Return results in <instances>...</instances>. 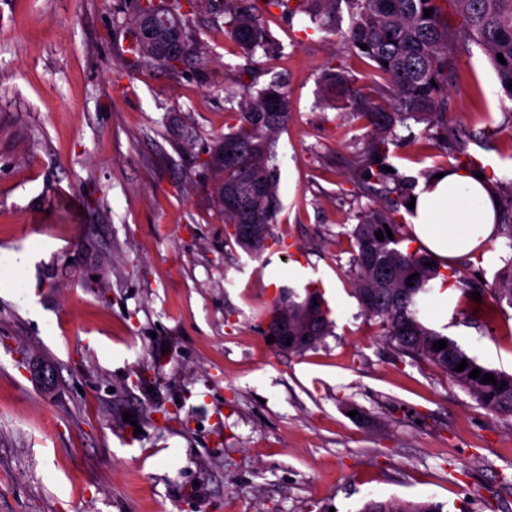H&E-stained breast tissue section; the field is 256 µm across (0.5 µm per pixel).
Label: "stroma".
Here are the masks:
<instances>
[{
  "mask_svg": "<svg viewBox=\"0 0 512 512\" xmlns=\"http://www.w3.org/2000/svg\"><path fill=\"white\" fill-rule=\"evenodd\" d=\"M130 0H0V271L32 243L37 309L0 296V512H360L369 501L512 512V416L399 353L352 292L349 180L366 129L324 105L334 36L266 21L292 101L276 143L288 251L225 240L206 152L247 61L224 16H190L205 52L125 76ZM448 130L494 194L512 182V98L476 45L457 52ZM458 151L388 161L423 179ZM326 290L332 332L301 354L266 341L269 295ZM512 373V309L454 298L437 328ZM177 411L166 425L158 410ZM132 422H125L124 413Z\"/></svg>",
  "mask_w": 512,
  "mask_h": 512,
  "instance_id": "stroma-1",
  "label": "stroma"
}]
</instances>
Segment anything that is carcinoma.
<instances>
[{
	"instance_id": "cac0c4a2",
	"label": "carcinoma",
	"mask_w": 512,
	"mask_h": 512,
	"mask_svg": "<svg viewBox=\"0 0 512 512\" xmlns=\"http://www.w3.org/2000/svg\"><path fill=\"white\" fill-rule=\"evenodd\" d=\"M345 3L350 23L345 31L336 30V4ZM197 4L191 0H157L153 13L134 0V7L124 17L129 29L131 55L126 68L160 69L175 74L192 56L204 53V47L187 25V16ZM277 9L285 18L297 13L309 16L311 23L324 32L339 34L347 51L372 62L374 75L385 82L380 98H373L358 85L346 61L331 58L324 69L325 100L340 109H348L366 122L367 135L361 147V159L353 179L362 194L373 204L360 211L351 232L354 248L351 259L352 291L367 317L381 328V335L400 352L437 366L448 379L464 388L487 410L512 415V374L479 364L452 339L426 327L419 319L416 301L419 294L440 276L439 263L421 250L402 246L409 233L407 207L415 180L384 170L391 148L399 147V127L412 120L424 125L413 142L434 151L448 152V86L461 79L457 58L450 45L482 48L495 67L500 85L512 98V0H222L225 34L253 58L261 51L271 57L265 17ZM458 17L456 25L448 22V9ZM432 10L428 17L424 10ZM176 40L183 54L173 58L164 52ZM367 49H361V45ZM502 54L506 63L498 61ZM224 101L237 107L227 108L234 122L209 149L208 154H224V159L203 164L215 185L214 205L224 226L259 224L262 236L247 243L236 232L226 233L249 254L259 255L266 242L282 243L273 233V224L281 210L279 168L275 144L288 124L291 98L287 85L278 81L256 88V79L243 78L224 89ZM381 161H376L375 156ZM507 207L500 210L498 229L506 232L512 248V185ZM389 228L393 238L378 240L375 233ZM418 274L410 280L408 276ZM413 285H407V282ZM494 305L512 308V263L498 277L495 286L474 302L477 309L484 299ZM288 314V351L301 353L313 349L329 335L332 321L320 294L305 289L300 296L291 287L278 290L268 309V316ZM447 342L436 351L433 343ZM467 360L464 370L455 368ZM480 370L473 379L469 373ZM491 374L496 383L482 382ZM506 386H501V383ZM361 512H442L438 503H403L370 501Z\"/></svg>"
}]
</instances>
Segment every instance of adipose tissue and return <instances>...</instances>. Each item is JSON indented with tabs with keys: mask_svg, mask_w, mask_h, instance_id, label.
<instances>
[{
	"mask_svg": "<svg viewBox=\"0 0 512 512\" xmlns=\"http://www.w3.org/2000/svg\"><path fill=\"white\" fill-rule=\"evenodd\" d=\"M414 196L412 237L436 258L464 257L486 247L496 233V200L474 171L445 170L442 178L420 181Z\"/></svg>",
	"mask_w": 512,
	"mask_h": 512,
	"instance_id": "obj_1",
	"label": "adipose tissue"
}]
</instances>
